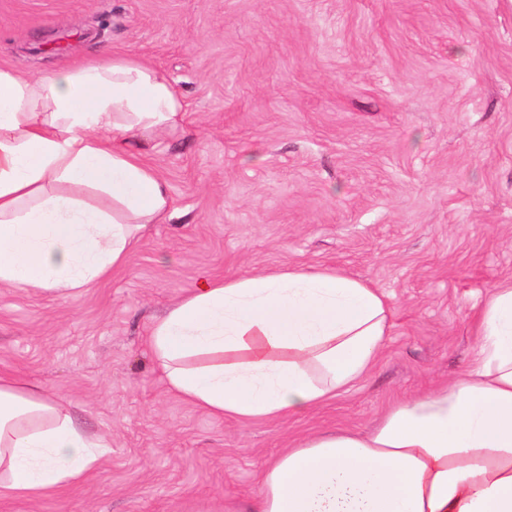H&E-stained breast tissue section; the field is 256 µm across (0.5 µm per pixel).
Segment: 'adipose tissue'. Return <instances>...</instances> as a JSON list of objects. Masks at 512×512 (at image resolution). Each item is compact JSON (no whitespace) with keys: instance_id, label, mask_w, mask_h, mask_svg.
<instances>
[{"instance_id":"1","label":"adipose tissue","mask_w":512,"mask_h":512,"mask_svg":"<svg viewBox=\"0 0 512 512\" xmlns=\"http://www.w3.org/2000/svg\"><path fill=\"white\" fill-rule=\"evenodd\" d=\"M185 105L126 53L30 74L0 67V288L76 296L172 217L143 150ZM475 356L453 381L395 402L366 432L284 451L249 512H512V283L478 311ZM391 309L377 288L323 269L202 278L153 321L171 392L241 422L316 409L376 365ZM110 443L69 402L0 373V499L80 481Z\"/></svg>"}]
</instances>
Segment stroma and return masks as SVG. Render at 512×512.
I'll return each mask as SVG.
<instances>
[{
    "mask_svg": "<svg viewBox=\"0 0 512 512\" xmlns=\"http://www.w3.org/2000/svg\"><path fill=\"white\" fill-rule=\"evenodd\" d=\"M104 49L184 99L150 157L174 214L78 296L0 288V372L111 443L80 482L0 512H246L289 442L365 429L469 365L473 314L512 282V0H0V67ZM288 267L384 292L375 369L273 420L172 393L152 322L202 277Z\"/></svg>",
    "mask_w": 512,
    "mask_h": 512,
    "instance_id": "35a3bbf8",
    "label": "stroma"
}]
</instances>
